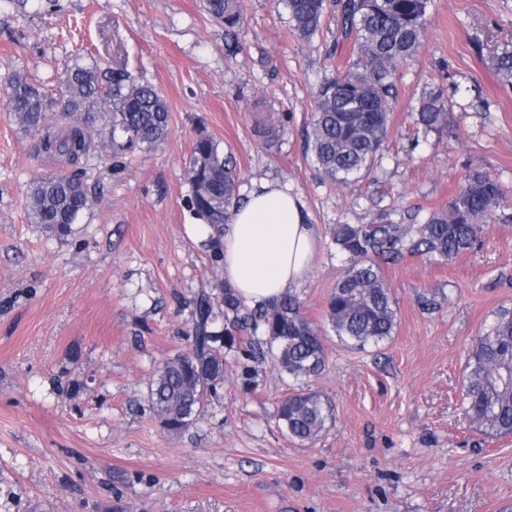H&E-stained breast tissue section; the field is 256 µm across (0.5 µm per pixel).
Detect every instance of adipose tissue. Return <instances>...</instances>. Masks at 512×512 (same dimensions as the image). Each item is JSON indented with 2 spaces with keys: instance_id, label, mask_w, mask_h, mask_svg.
I'll use <instances>...</instances> for the list:
<instances>
[{
  "instance_id": "ef3b65f1",
  "label": "adipose tissue",
  "mask_w": 512,
  "mask_h": 512,
  "mask_svg": "<svg viewBox=\"0 0 512 512\" xmlns=\"http://www.w3.org/2000/svg\"><path fill=\"white\" fill-rule=\"evenodd\" d=\"M318 240L298 196L280 183H260L224 228V281L245 304L266 306L306 279Z\"/></svg>"
}]
</instances>
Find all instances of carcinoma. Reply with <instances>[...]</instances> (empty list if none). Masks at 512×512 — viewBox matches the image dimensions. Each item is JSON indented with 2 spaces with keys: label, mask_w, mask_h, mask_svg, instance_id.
Instances as JSON below:
<instances>
[{
  "label": "carcinoma",
  "mask_w": 512,
  "mask_h": 512,
  "mask_svg": "<svg viewBox=\"0 0 512 512\" xmlns=\"http://www.w3.org/2000/svg\"><path fill=\"white\" fill-rule=\"evenodd\" d=\"M294 32L315 35L327 16L336 19V41L327 51L335 60L349 45L355 58L333 68L318 87L309 143L327 180L346 185L368 168L387 137L401 67L424 45L431 0H285ZM206 12L233 37L242 23V0H203ZM502 82L512 86V49L491 58ZM9 111L27 132L39 136L37 151L71 165L88 160L97 145L82 115L96 112L108 123L103 139L117 155L149 149L169 134V109L155 86L141 83L123 66L94 60L66 70L59 92L62 128L46 124V96L30 79L8 77ZM417 132L427 136L448 128V97L440 87L423 93L412 115ZM189 206L213 230L204 246L214 267L221 266V233L240 203L238 175L231 158L211 136H196L187 168ZM506 193L490 172L474 170L446 208L416 217L381 210L369 224H338L332 230L348 266L327 300V318L340 341L354 348L377 346L397 327L396 301L385 268L407 254L443 262L473 249L485 223L500 217ZM32 222L55 237L68 236L91 208L79 179L61 173L35 178L27 201ZM224 307V329L214 325V308ZM195 331L184 352L165 359L148 386L150 411L164 429L180 434L196 420L224 384L221 348L236 343L239 329H262L279 369L295 380L317 375L326 358L320 330L302 312L301 302L285 295L253 312L223 279L195 304ZM462 404L474 429L490 438L512 435V307L503 306L478 336L467 360ZM275 415L288 436L313 441L332 418L329 402L314 392H296L281 401Z\"/></svg>",
  "instance_id": "carcinoma-1"
}]
</instances>
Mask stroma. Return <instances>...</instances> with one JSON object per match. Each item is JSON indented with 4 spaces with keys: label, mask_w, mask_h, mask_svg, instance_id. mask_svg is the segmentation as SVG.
Instances as JSON below:
<instances>
[{
    "label": "stroma",
    "mask_w": 512,
    "mask_h": 512,
    "mask_svg": "<svg viewBox=\"0 0 512 512\" xmlns=\"http://www.w3.org/2000/svg\"><path fill=\"white\" fill-rule=\"evenodd\" d=\"M335 35L328 20L304 42L284 0H244L231 55L202 0H0V512H512V436L483 437L461 404L473 343L512 303V86L490 63L512 45V0H431L384 147L344 187L306 142ZM94 59L162 92L167 139L77 166L36 154L6 108L8 76L49 94L58 124L62 73ZM454 82L485 111L450 103L447 133L415 142L423 92ZM269 119L267 142L256 126ZM200 132L231 156L240 195L279 182L319 228L312 270L289 290L324 340L326 366L305 386L333 419L312 442L290 440L274 417L297 382L235 347L188 430L169 434L148 408L155 367L189 344L194 301L214 279L188 204ZM474 169L507 189L510 221L486 224L453 260L408 255L386 269L394 335L363 351L341 343L326 306L347 261L331 228L381 209L427 216ZM51 172L76 174L92 200L65 238L27 214L31 181ZM428 292L443 295L439 309L419 305Z\"/></svg>",
    "instance_id": "stroma-1"
}]
</instances>
